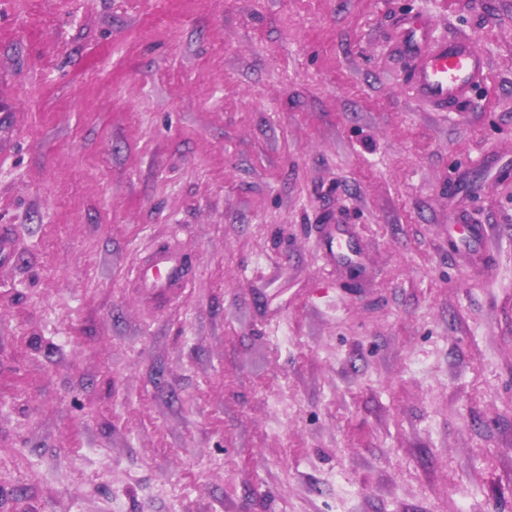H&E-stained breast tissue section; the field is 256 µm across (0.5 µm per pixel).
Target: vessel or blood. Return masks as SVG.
<instances>
[{
	"label": "vessel or blood",
	"instance_id": "1",
	"mask_svg": "<svg viewBox=\"0 0 512 512\" xmlns=\"http://www.w3.org/2000/svg\"><path fill=\"white\" fill-rule=\"evenodd\" d=\"M430 22L421 16L402 17L394 43L410 62V80L417 94L435 109H456L470 100L483 83L486 60L471 39L460 35L437 41L429 35ZM143 288L156 296L183 287L188 267L182 255L163 251L138 272Z\"/></svg>",
	"mask_w": 512,
	"mask_h": 512
}]
</instances>
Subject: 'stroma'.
<instances>
[{
    "label": "stroma",
    "instance_id": "1",
    "mask_svg": "<svg viewBox=\"0 0 512 512\" xmlns=\"http://www.w3.org/2000/svg\"><path fill=\"white\" fill-rule=\"evenodd\" d=\"M2 235L0 512H512V0H0ZM430 21L422 16L402 17L394 43L410 62V80L417 94L435 109H456L470 100L486 75L485 57L465 35L436 41L429 36ZM142 288L156 296L164 295L174 288H182L188 279L185 258L176 253L162 251L151 264L138 271Z\"/></svg>",
    "mask_w": 512,
    "mask_h": 512
}]
</instances>
